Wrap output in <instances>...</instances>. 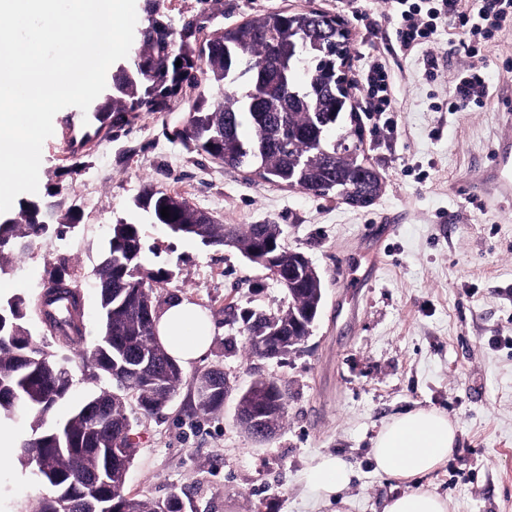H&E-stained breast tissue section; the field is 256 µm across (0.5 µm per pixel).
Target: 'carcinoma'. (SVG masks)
Listing matches in <instances>:
<instances>
[{
    "label": "carcinoma",
    "instance_id": "obj_1",
    "mask_svg": "<svg viewBox=\"0 0 512 512\" xmlns=\"http://www.w3.org/2000/svg\"><path fill=\"white\" fill-rule=\"evenodd\" d=\"M199 30L194 21L176 32L166 14L165 0H145L144 21L138 32L133 59L115 66L112 83L89 107L96 131L123 120L133 112L157 111L185 85L213 82L221 98L210 102L199 95L189 112L184 138L194 149L235 170L256 169L262 180L309 194L333 192L358 197L367 203L379 190L378 181L359 160L360 147L351 136L333 137L330 131L350 127L361 131L356 104L346 85L336 83V54H349V36L341 22L321 11H270L213 34L200 43L190 38ZM180 65H175L176 61ZM251 136L244 137L242 128ZM135 206L152 224H168L175 234L199 239L209 246L231 241L243 253L266 241L277 243L281 265L288 271L296 253L285 246L276 224H252L244 231L231 224H214L207 215L189 207L177 194L142 186ZM168 208L170 217L161 216ZM47 205L26 201L16 214L0 216V259L22 253L38 239H62L73 228L71 215L54 224L41 223ZM143 259L140 225L119 220L112 225L106 254L95 270L99 289L102 334L82 362H90L92 377L112 381L82 401L62 427L42 428L43 418L56 403L70 395L74 377L63 367L67 359L32 341L25 319L0 331V414L8 417L16 407L33 408L40 441L17 443L20 462L44 484L49 479L39 466L51 462L60 484L40 500L37 512H63L61 502L83 499L95 485L104 498L92 512H183V501H134L126 497L125 481L137 452L127 414L132 395L145 417L161 413L183 384L180 364L158 342L156 306L151 287L132 271ZM64 263L46 268L41 292L31 302L20 297L14 304L34 311L61 348L83 342L84 323L78 303L82 282L76 273L64 279ZM289 303L267 318L248 311L240 314L244 333L259 323L274 320L288 327L306 308H320L319 277L306 271L286 278ZM254 356L282 359L288 355V336L259 346L247 340ZM201 411L211 414L224 405V373L208 371L195 381ZM241 423L251 432L252 422L268 416L282 428L285 390L274 380L260 378L240 398Z\"/></svg>",
    "mask_w": 512,
    "mask_h": 512
}]
</instances>
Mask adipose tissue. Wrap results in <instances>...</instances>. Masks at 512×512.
I'll use <instances>...</instances> for the list:
<instances>
[{
	"instance_id": "adipose-tissue-1",
	"label": "adipose tissue",
	"mask_w": 512,
	"mask_h": 512,
	"mask_svg": "<svg viewBox=\"0 0 512 512\" xmlns=\"http://www.w3.org/2000/svg\"><path fill=\"white\" fill-rule=\"evenodd\" d=\"M212 333L209 316L189 301H171L157 313L156 336L180 363L203 356ZM456 438V426L442 413L421 408L402 413L386 423L373 440L374 471L401 481L419 479L447 461ZM350 475L341 459L322 455L311 461L304 481L319 497L328 499L348 485Z\"/></svg>"
}]
</instances>
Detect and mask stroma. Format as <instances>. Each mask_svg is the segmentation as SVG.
I'll list each match as a JSON object with an SVG mask.
<instances>
[{
	"label": "stroma",
	"instance_id": "1",
	"mask_svg": "<svg viewBox=\"0 0 512 512\" xmlns=\"http://www.w3.org/2000/svg\"><path fill=\"white\" fill-rule=\"evenodd\" d=\"M282 9L324 11L351 32L349 81L384 43L360 13L386 21L387 0H215L207 31ZM448 35L409 56L388 52L397 74L398 110L391 118L362 115L364 153L382 175V194L366 208L333 197L270 185L224 167L185 143L181 132L198 99L217 87L183 88L158 112L91 136L70 151L55 131L43 144L38 200L79 225L66 239L34 242L10 256L0 298L40 289L47 265L65 261L81 276L84 349L101 335L93 271L117 220L140 223L141 275L157 307L175 299L200 306L211 319L206 353L184 367L185 380L162 413L143 417L129 406L137 454L125 493L158 501L176 495L187 512H382L407 483L377 475L371 441L405 411L444 413L457 445L418 488L446 500L449 512H512V201L492 193L495 154L512 140V30L486 54L489 99L484 108L444 111L463 62ZM438 59L428 74L426 55ZM87 161L77 174L71 167ZM175 192L217 223L279 225L289 249L319 275L323 300L310 335L282 360L250 355L239 314L276 313L286 292L265 270L229 246H207L150 224L134 199L142 183ZM69 366L76 383L47 421L67 420L99 388L77 350ZM223 371L230 390L221 410H197L192 379ZM287 390L280 431L266 441L237 422L239 397L256 376ZM0 512H35L48 488L22 468L14 448L0 452ZM330 454L352 470L350 485L326 501L302 474L313 457Z\"/></svg>",
	"mask_w": 512,
	"mask_h": 512
}]
</instances>
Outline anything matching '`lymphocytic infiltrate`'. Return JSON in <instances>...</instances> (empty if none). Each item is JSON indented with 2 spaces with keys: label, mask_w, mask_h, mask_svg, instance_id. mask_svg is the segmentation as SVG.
<instances>
[{
  "label": "lymphocytic infiltrate",
  "mask_w": 512,
  "mask_h": 512,
  "mask_svg": "<svg viewBox=\"0 0 512 512\" xmlns=\"http://www.w3.org/2000/svg\"><path fill=\"white\" fill-rule=\"evenodd\" d=\"M389 4L391 32L403 55L435 42L445 27L460 31L465 63L449 92L450 109L484 105L489 97L485 51L500 33L512 29V0H389ZM393 88L388 59L375 55L361 81L363 111H395Z\"/></svg>",
  "instance_id": "f902f5d3"
}]
</instances>
